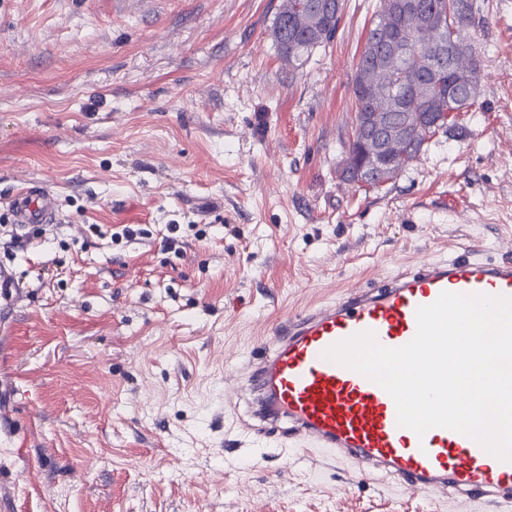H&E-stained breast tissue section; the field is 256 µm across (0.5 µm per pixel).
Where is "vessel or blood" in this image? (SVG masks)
<instances>
[{
    "label": "vessel or blood",
    "mask_w": 512,
    "mask_h": 512,
    "mask_svg": "<svg viewBox=\"0 0 512 512\" xmlns=\"http://www.w3.org/2000/svg\"><path fill=\"white\" fill-rule=\"evenodd\" d=\"M8 206L20 229L54 223L58 211L54 195L38 183L14 193ZM445 291L512 296V259L491 261L468 248L283 317L245 365L251 407L249 419L234 423L240 437L375 471L406 490L452 491L476 503L478 512H501L512 503V462L446 428L420 437L399 427L395 403L382 387L322 357L332 344L365 330L385 346L407 344L417 330V308ZM18 293L14 268L1 263L0 309L13 305Z\"/></svg>",
    "instance_id": "vessel-or-blood-1"
}]
</instances>
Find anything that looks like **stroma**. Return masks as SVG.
Instances as JSON below:
<instances>
[{
  "label": "stroma",
  "instance_id": "stroma-1",
  "mask_svg": "<svg viewBox=\"0 0 512 512\" xmlns=\"http://www.w3.org/2000/svg\"><path fill=\"white\" fill-rule=\"evenodd\" d=\"M476 2L474 107L366 188L340 167L377 0H344L301 64L271 36L281 0H0V260L20 281L0 406L36 419L24 448L0 446L33 490L1 492L5 512H468L252 455L224 372L277 319L400 266L473 244L512 258V0ZM31 180L57 219L20 230L7 202Z\"/></svg>",
  "mask_w": 512,
  "mask_h": 512
}]
</instances>
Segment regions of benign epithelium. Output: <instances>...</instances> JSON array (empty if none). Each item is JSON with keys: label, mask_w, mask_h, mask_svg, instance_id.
I'll return each instance as SVG.
<instances>
[{"label": "benign epithelium", "mask_w": 512, "mask_h": 512, "mask_svg": "<svg viewBox=\"0 0 512 512\" xmlns=\"http://www.w3.org/2000/svg\"><path fill=\"white\" fill-rule=\"evenodd\" d=\"M333 8V0H322L312 8L305 9L299 3L289 12L295 26L311 31L318 29L326 11ZM399 14L406 22L409 37L406 46L391 47V52L379 56L376 64L360 74L357 90L360 94L373 96L380 91L378 82L384 79L387 72L399 66L401 59L412 55V60L418 66H428L433 57L441 52L448 53L452 67L460 68L467 64V56H457L453 47L447 46L444 31L446 11L427 14L422 12L417 0H384L381 11L382 25L380 30L383 38H388L385 22L390 16ZM446 119L444 112H431L426 117L414 114L406 124H395L391 121L389 112H370L361 115L356 120L353 138L359 140L356 150L348 151L343 161L342 177L350 182L366 185L372 174L378 172L387 177H395L404 167L405 155L403 149L413 146L411 143V125H422L431 121L430 127L437 128Z\"/></svg>", "instance_id": "1"}]
</instances>
